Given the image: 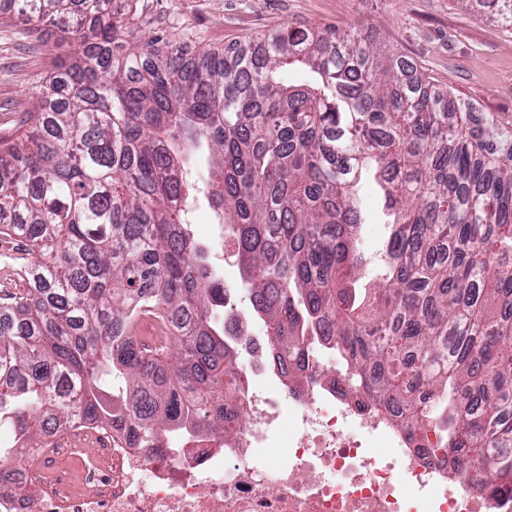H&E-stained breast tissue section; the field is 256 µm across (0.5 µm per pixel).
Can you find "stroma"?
Listing matches in <instances>:
<instances>
[{
  "mask_svg": "<svg viewBox=\"0 0 512 512\" xmlns=\"http://www.w3.org/2000/svg\"><path fill=\"white\" fill-rule=\"evenodd\" d=\"M143 36L178 42L189 56L247 44L279 25L324 28L350 24L367 29L408 64L428 74L465 111L494 118L512 130V26L502 22L488 0H140ZM45 39L47 50H30ZM73 50L52 27L28 31L17 19L0 21V140L11 143L36 103L33 83L68 67ZM360 236L367 256L379 254L391 233L378 197L364 187ZM191 230L208 244L212 261L234 288L239 313L250 316L255 333L263 326L251 316L236 264L225 263L221 229L209 209L198 210Z\"/></svg>",
  "mask_w": 512,
  "mask_h": 512,
  "instance_id": "obj_1",
  "label": "stroma"
}]
</instances>
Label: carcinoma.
I'll return each instance as SVG.
<instances>
[{"label": "carcinoma", "mask_w": 512, "mask_h": 512, "mask_svg": "<svg viewBox=\"0 0 512 512\" xmlns=\"http://www.w3.org/2000/svg\"><path fill=\"white\" fill-rule=\"evenodd\" d=\"M76 47L37 85L0 151V238L25 242L29 288L0 311V423L17 447L82 419L133 443L224 429L239 381L224 277L190 231L212 209L280 374L335 339L346 385L435 431L452 477L512 490V153L356 25L282 26L252 50L188 58L136 39L133 5L9 0ZM301 64L304 82L282 72ZM392 232L362 282L358 185ZM176 330L146 342L139 316Z\"/></svg>", "instance_id": "1"}]
</instances>
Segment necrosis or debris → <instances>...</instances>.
Segmentation results:
<instances>
[{
    "label": "necrosis or debris",
    "mask_w": 512,
    "mask_h": 512,
    "mask_svg": "<svg viewBox=\"0 0 512 512\" xmlns=\"http://www.w3.org/2000/svg\"><path fill=\"white\" fill-rule=\"evenodd\" d=\"M330 349L312 341L298 382L272 395L255 385L272 351L242 337L237 426L178 448L136 447L118 424L49 429L24 451L34 468L0 488V512H512L427 457L434 434L353 395L328 372Z\"/></svg>",
    "instance_id": "4bbe7bcc"
}]
</instances>
